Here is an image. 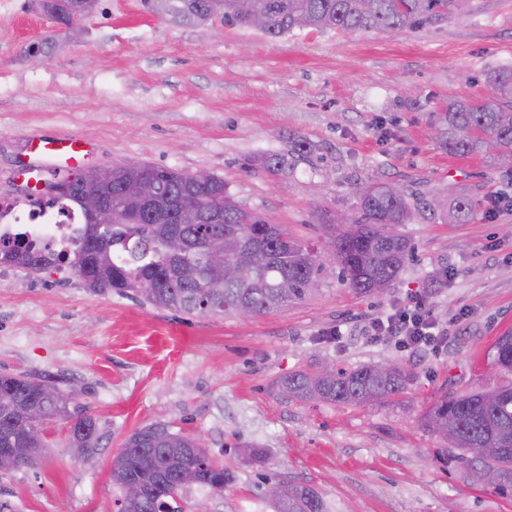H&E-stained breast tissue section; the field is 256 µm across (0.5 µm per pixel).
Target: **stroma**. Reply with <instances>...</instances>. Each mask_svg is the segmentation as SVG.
Listing matches in <instances>:
<instances>
[{
  "label": "stroma",
  "instance_id": "obj_1",
  "mask_svg": "<svg viewBox=\"0 0 512 512\" xmlns=\"http://www.w3.org/2000/svg\"><path fill=\"white\" fill-rule=\"evenodd\" d=\"M27 0H0V198L36 196L32 139L77 135L90 168L135 159L224 177L244 207L327 258L320 209L355 212L361 184L394 180L417 198L469 189L476 214L449 224L424 212L396 233L416 259L379 296L322 277L304 300L248 320L189 316L115 293L95 295L70 266L0 267V372L65 378L98 420L94 458L76 460L67 426L32 469L0 472L11 512H113L114 455L137 428L165 423L200 438L235 472L223 494L191 488L183 512H274L263 482L314 486L331 512H512V499L434 462L421 414L452 392L505 377L489 350L512 329V180L432 137L449 99L487 95V69L512 65V0H471L468 15L389 36L177 25L142 0H99L81 34L47 60L31 47L55 26ZM323 160L288 151L287 134ZM284 154L270 173L255 158ZM426 297L448 339L437 351L372 342L370 320ZM347 334L332 337L336 326ZM397 362L407 390L381 406L300 402L272 383L321 363ZM239 443L266 452L255 465Z\"/></svg>",
  "mask_w": 512,
  "mask_h": 512
}]
</instances>
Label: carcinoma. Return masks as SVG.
I'll return each instance as SVG.
<instances>
[{
    "label": "carcinoma",
    "mask_w": 512,
    "mask_h": 512,
    "mask_svg": "<svg viewBox=\"0 0 512 512\" xmlns=\"http://www.w3.org/2000/svg\"><path fill=\"white\" fill-rule=\"evenodd\" d=\"M470 0H249V6L266 17L263 33L283 37L294 30H340L351 33L421 30L452 15L465 13ZM153 13H163L180 23L201 24L213 18L209 0H144ZM224 23L251 27L249 13L240 0H224ZM485 82L488 96L448 101L437 116L440 129L436 142L448 153L480 157L489 166L512 175V65L490 68ZM290 151L323 156L311 143L288 137ZM255 164L263 170L283 171L288 159L262 156ZM151 179V199L128 203L121 195L124 183ZM393 181H376L358 188V213L344 227L336 214L321 210V223L328 228V247L339 279L357 293H384L413 260L415 248L406 237L391 231L395 224H408L417 215L406 195L390 190ZM112 201V223L100 228L85 222L76 230L72 248L55 251L32 244L0 246V267L38 273L63 263L91 269L94 287L89 292L125 295L141 304L187 315L234 317L247 306L254 314L276 312L308 296L322 274L324 262L282 224L243 207L229 192L221 176L205 183L193 173L142 162L135 167L112 166L99 186ZM51 203L69 211H83L86 193L82 177L46 184ZM444 221L463 224L473 218L475 204L461 192L442 198ZM175 240L169 250L165 242ZM212 239H221L231 260L247 266L238 279H224L206 271L203 249ZM491 363L512 373V331L497 337ZM413 372L398 363L384 368L366 363L351 369L295 371L276 381L278 394L288 400L324 401L355 406L388 402L407 389ZM58 393L60 400L51 397ZM68 385L49 377L0 372V448L13 449L18 468L38 464L50 441L24 436V412L39 414L44 423L62 420L68 424V447L83 449L92 457L101 441L97 418L74 398ZM454 436L448 437V423ZM424 430L440 438L433 460L469 475L482 466L493 472L491 487L512 498V383L492 391L452 393L432 404L420 417ZM198 437L173 432L164 423L136 429L124 441V454L112 465V482L119 488L129 480L140 483L145 497L116 500L120 512H179L173 502L189 488L179 480L188 469L196 471L195 485L221 493L235 479L234 471L213 456L200 455ZM482 448V457L468 449ZM283 495L273 501L275 512H328L314 488L290 480Z\"/></svg>",
    "instance_id": "carcinoma-1"
}]
</instances>
